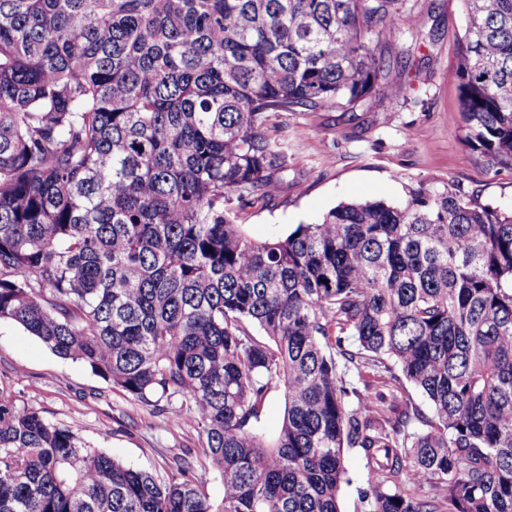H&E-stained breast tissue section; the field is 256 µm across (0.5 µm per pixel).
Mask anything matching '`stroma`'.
<instances>
[{
  "label": "stroma",
  "mask_w": 512,
  "mask_h": 512,
  "mask_svg": "<svg viewBox=\"0 0 512 512\" xmlns=\"http://www.w3.org/2000/svg\"><path fill=\"white\" fill-rule=\"evenodd\" d=\"M423 17L417 33L395 31L396 64L406 85L397 101L373 98L347 112L333 109L272 117L288 145V189L268 206L241 212L239 223L263 239L314 224L342 202H406L412 190L454 184L484 203L512 205V169L489 166L464 143L456 48L465 31L461 0H407ZM0 390L35 408L93 448L158 480L175 458L198 455L195 432L171 405L145 406L79 362L63 359L21 326L0 322ZM340 512H361L367 462L349 449Z\"/></svg>",
  "instance_id": "stroma-1"
}]
</instances>
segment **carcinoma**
<instances>
[{
  "instance_id": "obj_1",
  "label": "carcinoma",
  "mask_w": 512,
  "mask_h": 512,
  "mask_svg": "<svg viewBox=\"0 0 512 512\" xmlns=\"http://www.w3.org/2000/svg\"><path fill=\"white\" fill-rule=\"evenodd\" d=\"M462 2L465 141L512 168V0ZM395 28L399 0H0V321L177 403L223 486L1 391L0 512H339L347 448L362 512H512V210L458 187L237 223L288 188L270 117L405 96ZM284 412V399L281 390L274 389L268 396L262 416V425L268 432L276 431ZM345 466L350 484H343L339 491L338 503L341 512H361L360 490L365 486L368 474L366 459L361 450L349 449L345 456Z\"/></svg>"
}]
</instances>
